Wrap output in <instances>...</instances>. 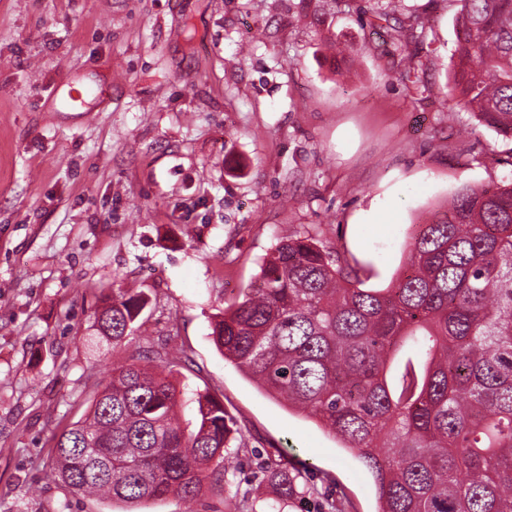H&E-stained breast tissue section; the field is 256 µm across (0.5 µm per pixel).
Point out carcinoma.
<instances>
[{"label": "carcinoma", "mask_w": 512, "mask_h": 512, "mask_svg": "<svg viewBox=\"0 0 512 512\" xmlns=\"http://www.w3.org/2000/svg\"><path fill=\"white\" fill-rule=\"evenodd\" d=\"M454 104L512 138V0H455ZM418 16L394 29L403 58L424 39ZM141 295L97 316L116 346L138 331ZM224 359L319 423L371 474L375 512H512V179L459 188L412 236L387 288L310 236L280 240L260 284L215 316ZM129 363L84 418L54 437L52 475L78 492L137 503L194 499L229 471L224 406L198 395L193 428L175 412L173 368ZM300 472L281 455L264 479L270 512Z\"/></svg>", "instance_id": "cac0c4a2"}]
</instances>
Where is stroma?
Wrapping results in <instances>:
<instances>
[{
	"label": "stroma",
	"mask_w": 512,
	"mask_h": 512,
	"mask_svg": "<svg viewBox=\"0 0 512 512\" xmlns=\"http://www.w3.org/2000/svg\"><path fill=\"white\" fill-rule=\"evenodd\" d=\"M428 20L412 47L427 94L398 78L386 24ZM448 0H0V512H267L262 464L302 473L283 512H375L372 479L313 420L225 361L216 314L283 237L312 236L364 287L402 273L449 193L512 175V140L452 112ZM352 46L350 72L329 69ZM75 88L85 107H60ZM146 297L112 347L95 317ZM185 350L179 385L233 420L239 461L195 501L89 497L51 475L52 438L113 367ZM238 492L228 498V489Z\"/></svg>",
	"instance_id": "obj_1"
}]
</instances>
